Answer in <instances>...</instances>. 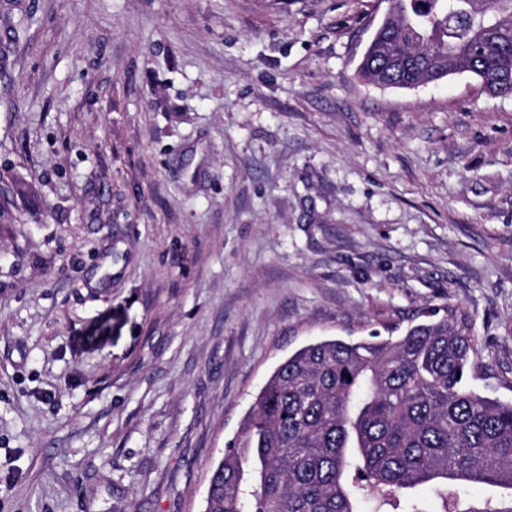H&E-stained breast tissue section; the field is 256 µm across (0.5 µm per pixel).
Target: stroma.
Returning a JSON list of instances; mask_svg holds the SVG:
<instances>
[{"instance_id": "1", "label": "stroma", "mask_w": 512, "mask_h": 512, "mask_svg": "<svg viewBox=\"0 0 512 512\" xmlns=\"http://www.w3.org/2000/svg\"><path fill=\"white\" fill-rule=\"evenodd\" d=\"M388 0H0V512H203L267 375L460 305L512 399V96L359 74Z\"/></svg>"}]
</instances>
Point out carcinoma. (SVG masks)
I'll list each match as a JSON object with an SVG mask.
<instances>
[{"instance_id":"carcinoma-1","label":"carcinoma","mask_w":512,"mask_h":512,"mask_svg":"<svg viewBox=\"0 0 512 512\" xmlns=\"http://www.w3.org/2000/svg\"><path fill=\"white\" fill-rule=\"evenodd\" d=\"M359 71L407 88L439 72L512 95V0H395ZM478 342L458 307L411 315L401 336L308 343L267 378L224 457L204 512H357L361 499L405 512L428 486L435 512H512L490 501L460 510L459 482L512 490V400L470 387Z\"/></svg>"}]
</instances>
